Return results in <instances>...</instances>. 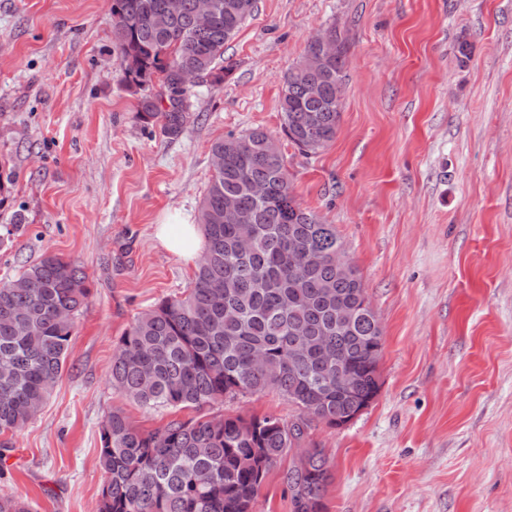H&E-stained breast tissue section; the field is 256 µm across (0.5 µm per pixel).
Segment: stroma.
Here are the masks:
<instances>
[{"mask_svg":"<svg viewBox=\"0 0 512 512\" xmlns=\"http://www.w3.org/2000/svg\"><path fill=\"white\" fill-rule=\"evenodd\" d=\"M110 4L0 0V282L55 254L90 290L51 397L9 435L0 495L97 512L105 414L146 430L190 418L113 387V350L193 277L157 225L197 223L212 144L258 128L299 202L335 225L383 331L374 401L309 431L331 473L324 512H512V0H257L175 139L137 115ZM331 26L351 43L341 120L307 156L283 137V78ZM207 412L299 414L274 391ZM291 463L271 468L255 512H293Z\"/></svg>","mask_w":512,"mask_h":512,"instance_id":"obj_1","label":"stroma"}]
</instances>
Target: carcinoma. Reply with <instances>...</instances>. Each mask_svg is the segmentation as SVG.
Segmentation results:
<instances>
[{
    "label": "carcinoma",
    "instance_id": "cac0c4a2",
    "mask_svg": "<svg viewBox=\"0 0 512 512\" xmlns=\"http://www.w3.org/2000/svg\"><path fill=\"white\" fill-rule=\"evenodd\" d=\"M112 0V42L124 82L139 94L137 114L180 136L188 122L181 74L224 79V44L253 15L256 0H213L200 28L196 0ZM336 54L317 64L310 43L284 76L280 108L288 141L316 154L336 137L343 103L347 39L327 30ZM220 156L204 194L199 225L205 248L184 295L137 317L119 339L112 385L149 410L202 409L217 401L275 390L300 410L173 419L152 431L118 409L102 424L99 466L107 475L99 512H255L270 468L298 456L283 475L293 512H321L330 473L322 449L306 445L313 422L340 427L379 391L382 328L366 306L358 272L336 264L333 224L301 206L278 143L262 130L214 142ZM261 185L265 194L254 195ZM250 216L237 224L227 201ZM86 277L73 262L45 255L0 283V435L36 419L65 366L75 316L87 304ZM354 308L338 324L337 309ZM329 345L351 371L349 384L325 391L336 373L318 357ZM0 512H30L22 495L0 496Z\"/></svg>",
    "mask_w": 512,
    "mask_h": 512
}]
</instances>
